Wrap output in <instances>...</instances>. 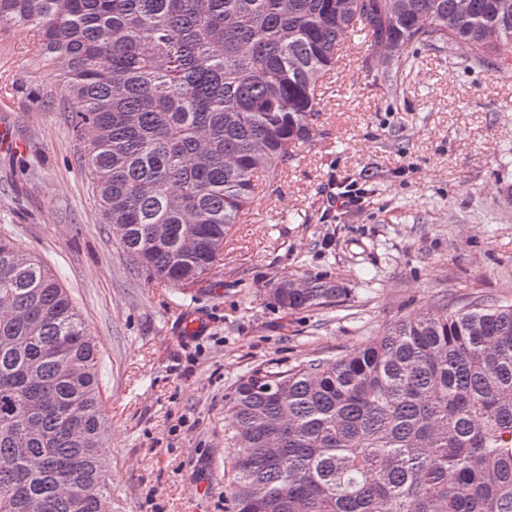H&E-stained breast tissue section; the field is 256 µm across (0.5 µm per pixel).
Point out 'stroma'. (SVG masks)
<instances>
[{
	"instance_id": "stroma-1",
	"label": "stroma",
	"mask_w": 512,
	"mask_h": 512,
	"mask_svg": "<svg viewBox=\"0 0 512 512\" xmlns=\"http://www.w3.org/2000/svg\"><path fill=\"white\" fill-rule=\"evenodd\" d=\"M0 37V229L54 271L101 358L112 512H225L224 407L269 363L337 359L403 317L512 299V57L411 46L397 88L348 33L316 133L296 144L198 288L149 280L103 223L56 71ZM321 276L329 306L286 312L278 285ZM206 318L199 337L179 332Z\"/></svg>"
}]
</instances>
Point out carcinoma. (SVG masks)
<instances>
[{"label":"carcinoma","mask_w":512,"mask_h":512,"mask_svg":"<svg viewBox=\"0 0 512 512\" xmlns=\"http://www.w3.org/2000/svg\"><path fill=\"white\" fill-rule=\"evenodd\" d=\"M0 0L52 65L105 224L134 266L193 288L273 161L314 135L345 33L512 52V0ZM502 40L489 45L487 30ZM323 278L279 287L324 307ZM100 357L56 273L0 234V512H99ZM232 512H512V302L396 321L337 360L264 366L227 402Z\"/></svg>","instance_id":"obj_1"}]
</instances>
